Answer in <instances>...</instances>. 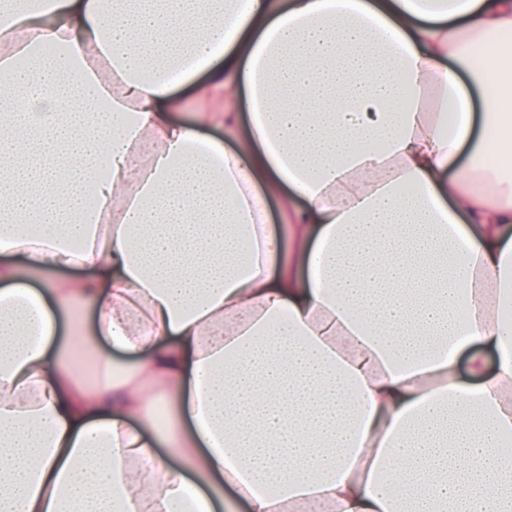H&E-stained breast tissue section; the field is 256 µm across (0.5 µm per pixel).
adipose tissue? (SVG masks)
<instances>
[{
    "instance_id": "obj_1",
    "label": "adipose tissue",
    "mask_w": 512,
    "mask_h": 512,
    "mask_svg": "<svg viewBox=\"0 0 512 512\" xmlns=\"http://www.w3.org/2000/svg\"><path fill=\"white\" fill-rule=\"evenodd\" d=\"M504 127L512 0H0V512H512ZM474 352H480L485 360L486 369L492 372L494 368V352L482 345L481 343H473L462 349L456 357V368L460 378L464 381H471L470 375V356Z\"/></svg>"
}]
</instances>
